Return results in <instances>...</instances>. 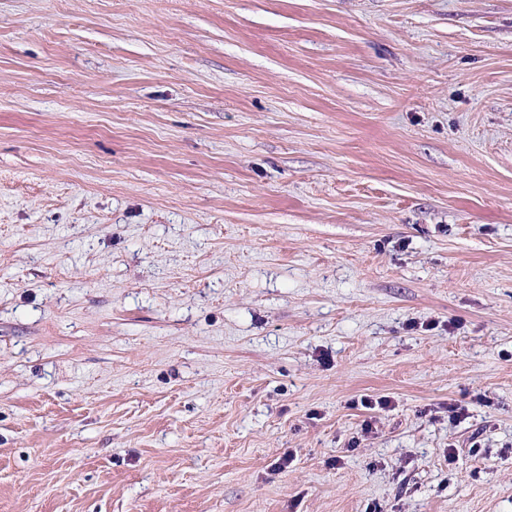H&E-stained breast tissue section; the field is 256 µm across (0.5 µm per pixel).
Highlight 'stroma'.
Instances as JSON below:
<instances>
[{"mask_svg":"<svg viewBox=\"0 0 512 512\" xmlns=\"http://www.w3.org/2000/svg\"><path fill=\"white\" fill-rule=\"evenodd\" d=\"M0 512H512V0H0Z\"/></svg>","mask_w":512,"mask_h":512,"instance_id":"stroma-1","label":"stroma"}]
</instances>
